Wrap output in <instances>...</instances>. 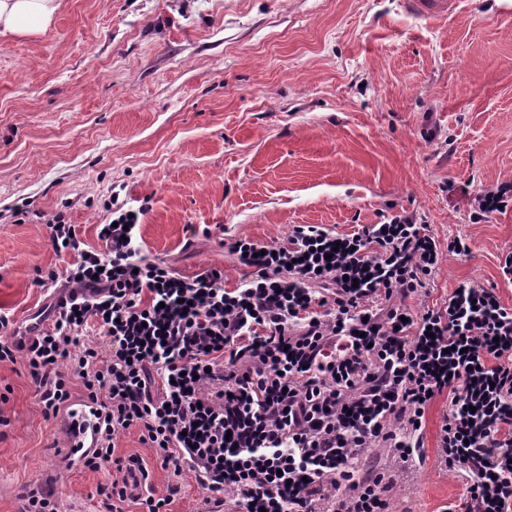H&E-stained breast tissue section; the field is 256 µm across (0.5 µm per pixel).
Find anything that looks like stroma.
Here are the masks:
<instances>
[{
    "label": "stroma",
    "mask_w": 512,
    "mask_h": 512,
    "mask_svg": "<svg viewBox=\"0 0 512 512\" xmlns=\"http://www.w3.org/2000/svg\"><path fill=\"white\" fill-rule=\"evenodd\" d=\"M512 183V0H460L429 23L402 0H61L43 34L0 41V310L29 325L63 270L48 226L82 248L118 202L144 208L142 253L226 287L246 273L224 243L285 240L297 225L349 234L383 217L428 225L444 256L414 310L460 284L512 308V204L481 221L473 196ZM467 238V257L447 254ZM0 512L55 481L60 512H104L109 471L67 456L23 361L0 363ZM114 455L142 459L171 512H204L193 472L161 468L138 427ZM461 478L435 458L388 492L393 512H440Z\"/></svg>",
    "instance_id": "obj_1"
}]
</instances>
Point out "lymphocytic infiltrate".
<instances>
[{
  "label": "lymphocytic infiltrate",
  "instance_id": "lymphocytic-infiltrate-1",
  "mask_svg": "<svg viewBox=\"0 0 512 512\" xmlns=\"http://www.w3.org/2000/svg\"><path fill=\"white\" fill-rule=\"evenodd\" d=\"M137 226L115 207L102 250H84L56 214L49 241L77 258L48 328L21 341L0 312V362L24 358L45 415L76 380L94 404L101 440L83 463L115 465L108 512L171 503L129 490L149 471L112 441L133 426L161 467L195 474L208 512H391L395 474L361 462L379 446L424 461L443 395L437 460L466 482L460 512H512V309L469 282L410 308L441 261L426 225L394 215L350 234L298 225L273 246L237 237L227 250L247 274L230 289L220 270L147 259ZM91 326L107 356L84 345Z\"/></svg>",
  "mask_w": 512,
  "mask_h": 512
}]
</instances>
